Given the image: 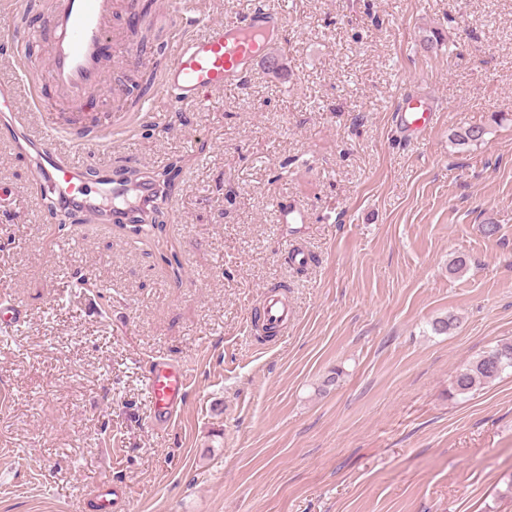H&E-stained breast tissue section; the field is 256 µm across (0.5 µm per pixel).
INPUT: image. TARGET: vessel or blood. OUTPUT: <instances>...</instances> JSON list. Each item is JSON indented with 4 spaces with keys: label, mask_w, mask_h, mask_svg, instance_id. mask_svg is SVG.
Returning a JSON list of instances; mask_svg holds the SVG:
<instances>
[{
    "label": "vessel or blood",
    "mask_w": 512,
    "mask_h": 512,
    "mask_svg": "<svg viewBox=\"0 0 512 512\" xmlns=\"http://www.w3.org/2000/svg\"><path fill=\"white\" fill-rule=\"evenodd\" d=\"M117 0H55L43 31L48 41V70L54 105L82 110L92 98L110 64L126 63L116 55L105 58L106 43H119L120 28L113 23ZM175 40L169 65L158 85L172 107L195 105L216 89L242 87L258 58L268 49L267 39L283 26L277 0H258L248 13L220 24L203 25L194 0H175L172 10ZM0 37L15 43L16 61L27 60L32 34L9 21ZM434 106L430 98L406 96L398 103L397 119L404 137L422 138L432 128ZM25 143L35 148L36 180L54 195L59 211L81 205L98 223L114 224L126 213L145 208L155 198L152 184L123 185L104 172L88 186L80 166L63 160L52 131L29 130ZM263 315L272 329L286 328L292 318L287 303L276 295L263 300ZM149 386L155 400L154 418L170 423L188 391V376L180 364L161 361L151 371Z\"/></svg>",
    "instance_id": "1"
}]
</instances>
